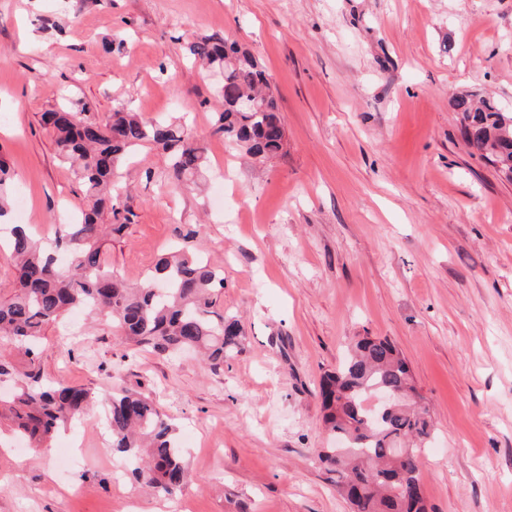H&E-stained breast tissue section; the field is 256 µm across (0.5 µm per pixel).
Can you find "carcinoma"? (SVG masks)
<instances>
[{
	"instance_id": "carcinoma-1",
	"label": "carcinoma",
	"mask_w": 512,
	"mask_h": 512,
	"mask_svg": "<svg viewBox=\"0 0 512 512\" xmlns=\"http://www.w3.org/2000/svg\"><path fill=\"white\" fill-rule=\"evenodd\" d=\"M188 56L224 74L217 94L220 108L213 133L260 159L285 146L278 100L264 70L226 36H201L187 46ZM466 142L488 161L512 170V113L474 94L451 99ZM58 157L83 187L85 208L68 222L48 221L51 245L22 225L12 226L5 245L13 262V287L0 293V347L27 358L16 371L0 353V418L38 446L71 424L97 399L95 392L48 379L38 345L48 326L67 312L105 315L125 340L161 352L205 350L213 369L240 352L246 331L235 319L213 311L214 294L224 288V273L207 260L179 248L162 255L141 288H131L105 261V237L119 233L129 217L112 203L118 170L136 150L150 143L167 151L172 188L196 183L206 163V147L187 125L147 118L126 108L105 119L79 112L74 102L42 113ZM11 173L0 158V215ZM67 262H59V255ZM379 390L401 399L388 409L367 406ZM411 369L386 338L354 340L347 360L323 377L319 395L330 432L318 457L336 474L341 494L353 512H427L421 488V452L435 426L429 408L415 407ZM112 447L121 454L135 482L174 497L189 482L188 469L170 419L155 402L125 391L104 399Z\"/></svg>"
}]
</instances>
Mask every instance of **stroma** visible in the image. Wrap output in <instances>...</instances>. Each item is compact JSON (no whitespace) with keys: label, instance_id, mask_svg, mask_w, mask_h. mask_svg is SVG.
I'll use <instances>...</instances> for the list:
<instances>
[{"label":"stroma","instance_id":"35a3bbf8","mask_svg":"<svg viewBox=\"0 0 512 512\" xmlns=\"http://www.w3.org/2000/svg\"><path fill=\"white\" fill-rule=\"evenodd\" d=\"M211 34L263 66L283 154L212 134L215 83L184 50ZM472 92L512 112V0H0V157L26 198L0 222L41 235L82 206L41 123L64 98L186 118L203 191L171 193L167 153L139 150L105 258L137 284L182 243L223 265L215 308L247 333L213 371L134 351L105 318L77 336L58 322L45 374L153 399L185 447L183 512H350L317 459V388L354 339L385 337L433 414L431 512H512V179L462 136L449 101ZM117 460L101 406L37 448L1 419L0 512H170Z\"/></svg>","mask_w":512,"mask_h":512}]
</instances>
